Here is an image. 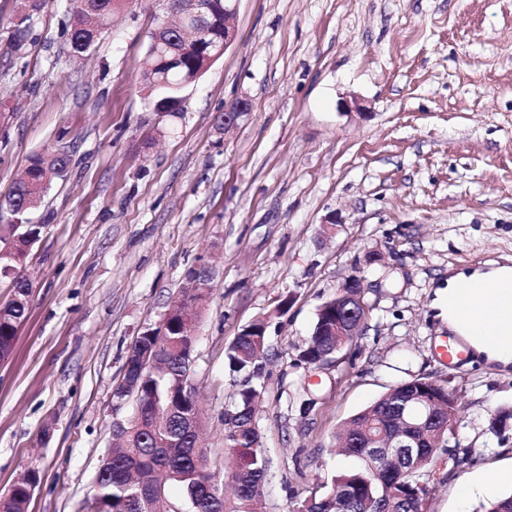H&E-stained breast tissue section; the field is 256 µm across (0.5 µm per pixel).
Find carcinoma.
Wrapping results in <instances>:
<instances>
[{"label": "carcinoma", "mask_w": 512, "mask_h": 512, "mask_svg": "<svg viewBox=\"0 0 512 512\" xmlns=\"http://www.w3.org/2000/svg\"><path fill=\"white\" fill-rule=\"evenodd\" d=\"M123 0H87L86 8L75 2L66 24L70 46L75 53L91 49L97 37L83 28L82 12L94 16L97 32L101 33L112 20V14ZM206 14L204 33L184 41L174 37L166 46L149 42L143 81L146 104L175 109L185 85L194 83L211 66V58L224 45V0H203ZM34 24V14L13 24L10 43L19 50L28 40ZM68 155L58 152L37 153L30 158L24 176L11 193L0 200V243L7 246L0 253V278L11 279L12 298L0 304V354H10L18 326L29 309L31 285L16 275L24 264L29 247L41 233V225L32 224L27 214L58 179L67 176ZM207 299L190 291L181 304L172 309L165 332L173 340L182 338L184 321L182 305L197 304L201 309ZM336 309V299L324 302L317 314L311 342L301 352L305 363H312L320 352L324 361L341 348L343 341L331 335L329 319ZM150 324L135 338L123 366L122 380L114 397L122 400L123 391L131 392L138 401L132 423L125 428L127 437L112 449V458L104 459L95 477L90 512H150V509L180 512L191 505L193 512H267L260 488L269 471L260 434L255 424L256 401L259 391L251 385L257 375L258 362L265 355V329L247 325L226 351L230 372L242 377L241 388L234 402L224 410V462L231 467L219 471L210 460L208 449L199 444L202 426L201 409L197 401L179 394L178 376L184 359L193 355L195 344L187 341L182 347H172L165 353V367L155 371L142 370L139 359L154 338ZM411 386L404 382L391 388L350 419L340 440L361 430L373 428L376 418L391 417L398 404V390ZM425 395L432 401L439 416V427L429 438L420 442L412 471L395 465L379 467L366 448H341L347 455L361 461L358 469L341 473L332 488L304 507L305 512H422L428 493L426 481L430 463L439 455L456 459L460 447L457 426L451 415L458 406L450 397L449 386L429 381ZM167 473L164 484H176L182 500L172 501L166 494L154 496L155 473ZM39 473L22 477L11 489L0 495V512H28L30 484Z\"/></svg>", "instance_id": "obj_1"}]
</instances>
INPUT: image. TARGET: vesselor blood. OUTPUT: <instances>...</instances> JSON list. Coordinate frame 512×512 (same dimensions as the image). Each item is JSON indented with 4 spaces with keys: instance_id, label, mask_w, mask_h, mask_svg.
Listing matches in <instances>:
<instances>
[{
    "instance_id": "b4317fda",
    "label": "vessel or blood",
    "mask_w": 512,
    "mask_h": 512,
    "mask_svg": "<svg viewBox=\"0 0 512 512\" xmlns=\"http://www.w3.org/2000/svg\"><path fill=\"white\" fill-rule=\"evenodd\" d=\"M465 289L448 293V310L466 331L478 329L488 345L512 342V273L496 278H478L462 273Z\"/></svg>"
}]
</instances>
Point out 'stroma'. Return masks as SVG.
<instances>
[{
  "label": "stroma",
  "mask_w": 512,
  "mask_h": 512,
  "mask_svg": "<svg viewBox=\"0 0 512 512\" xmlns=\"http://www.w3.org/2000/svg\"><path fill=\"white\" fill-rule=\"evenodd\" d=\"M20 0H0V197L37 152L71 162L28 218L30 308L0 364V493L39 471L29 512H86L116 424L127 352L208 261L193 382L213 462L239 379L225 352L264 321L256 424L272 460L268 512H300L357 468L336 434L389 388L450 381L466 460L440 456L423 512H459L477 478L512 491V365L439 349L446 282L512 265V0H238L235 40L157 119L141 75L154 0H125L85 56L67 0H45L25 50ZM248 99L232 130L218 118ZM359 275L360 336L322 368L300 361L321 305Z\"/></svg>",
  "instance_id": "1"
}]
</instances>
